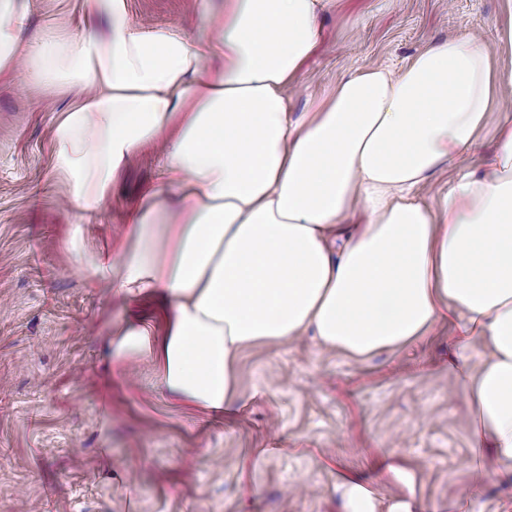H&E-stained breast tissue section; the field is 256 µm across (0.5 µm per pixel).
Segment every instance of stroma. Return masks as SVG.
Returning a JSON list of instances; mask_svg holds the SVG:
<instances>
[{"label": "stroma", "instance_id": "obj_1", "mask_svg": "<svg viewBox=\"0 0 512 512\" xmlns=\"http://www.w3.org/2000/svg\"><path fill=\"white\" fill-rule=\"evenodd\" d=\"M135 25L198 43L224 0H128ZM20 41L75 27L76 0H27ZM504 0H339L288 95L293 111L367 64L400 69L418 52L480 32L500 52ZM81 89H45L25 68L0 83V512H343L349 477L384 503L433 512L470 480V412L448 371V324L357 361L312 336L246 350L224 416L174 402L146 359L113 368L108 338L129 317L163 333L157 301L128 304L71 259L69 235L117 245L124 214L160 156L129 161L92 212L52 166V129ZM479 512H512V478L487 462Z\"/></svg>", "mask_w": 512, "mask_h": 512}]
</instances>
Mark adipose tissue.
Wrapping results in <instances>:
<instances>
[{"instance_id": "1", "label": "adipose tissue", "mask_w": 512, "mask_h": 512, "mask_svg": "<svg viewBox=\"0 0 512 512\" xmlns=\"http://www.w3.org/2000/svg\"><path fill=\"white\" fill-rule=\"evenodd\" d=\"M331 0H225L197 46L133 26L128 0H79L99 33L48 27L19 44L25 20L0 0V82L24 59L48 88L86 86L53 127V166L73 201L99 204L131 157L159 144L156 180L126 214L116 251L70 232L74 262L104 287L160 298L166 329L117 326L112 358L149 359L184 404L234 402L239 355L311 333L363 360L428 335L441 320L486 358L453 370L469 398L470 445L512 475V123L497 128L483 174L449 182L438 209L420 190L475 156L504 75L470 36L400 70L355 69L299 116L296 83Z\"/></svg>"}]
</instances>
